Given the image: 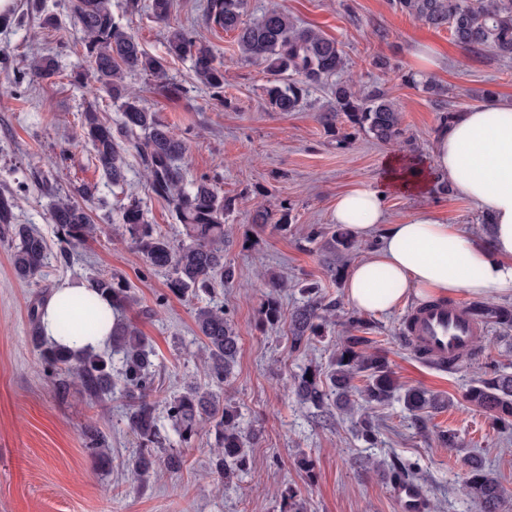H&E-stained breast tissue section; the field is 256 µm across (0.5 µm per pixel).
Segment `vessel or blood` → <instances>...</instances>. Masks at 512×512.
I'll list each match as a JSON object with an SVG mask.
<instances>
[{
    "mask_svg": "<svg viewBox=\"0 0 512 512\" xmlns=\"http://www.w3.org/2000/svg\"><path fill=\"white\" fill-rule=\"evenodd\" d=\"M403 332L425 358L454 361L480 343L487 330L472 319L462 306L435 303L413 309L404 322ZM394 496L399 512L426 510L425 498L416 484H397Z\"/></svg>",
    "mask_w": 512,
    "mask_h": 512,
    "instance_id": "obj_1",
    "label": "vessel or blood"
}]
</instances>
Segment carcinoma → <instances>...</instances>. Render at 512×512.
Listing matches in <instances>:
<instances>
[{"label":"carcinoma","instance_id":"obj_1","mask_svg":"<svg viewBox=\"0 0 512 512\" xmlns=\"http://www.w3.org/2000/svg\"><path fill=\"white\" fill-rule=\"evenodd\" d=\"M246 5L247 0H207L203 22L209 28L234 34L245 58L267 63L269 79L264 94L270 110L296 112L313 92L326 87L331 97L320 120L336 136L337 147L345 146L349 128L383 144L401 139L398 105L380 86L355 87L343 78L347 62L335 39L314 27L292 22L275 7L246 20ZM67 8L82 33L80 45L98 88L106 91L122 112L121 121L115 126L102 122L93 110L84 112L80 139L90 146L107 183L117 188L126 184L121 145L132 141L151 193L166 202L181 224V239L175 243L148 223L141 202L134 198L116 210V221L147 265L166 276L171 294L209 296L207 305L195 312L208 385L188 386L165 403V411L182 445H189L206 427L214 432L211 471L217 479L230 482L247 467L252 440L241 427L238 408L225 401L223 393L224 383L234 373L241 338L224 304L212 299L215 286L234 277L233 268L224 262V213L230 202L220 196L216 183L208 177L188 178L181 164L187 153L186 143L159 120L140 96L130 91L126 82L129 73L166 82V59L142 49L135 36L115 21L109 0H68ZM147 8L156 22L168 28L167 55L190 58L196 81L212 92L216 101H222L224 64L216 60L212 48L198 39L195 28L170 23L173 0H150ZM394 8L435 30H448L452 41L467 52H490L500 60L512 61V0H394ZM57 74V62L51 57L35 62L29 71L32 81L50 80ZM400 78L413 85L420 82L414 73H403ZM420 83L439 104L440 126L451 124L461 111L448 105V89L431 78ZM96 194L97 186L82 184L74 188L72 196L52 205L51 221L67 244H79L100 230L85 207ZM15 207L12 196L0 194V234L18 240L11 254L16 277L37 284L50 254L41 235L26 224L14 223ZM289 221L288 208L281 210L277 218L264 210L257 211L253 218L255 224L284 227ZM325 236L335 254L347 255L357 248L352 232L342 226L329 231L313 226L307 233L311 242ZM90 287L108 298L114 311L134 303L130 288L112 276H98ZM270 287L272 292L261 303L259 316L262 323L272 327L282 320L277 289L283 283L273 278ZM301 294L304 301L288 317L290 348L299 355L324 338L327 317L336 311V302L325 301L316 283L304 285ZM468 309L489 327L504 332L512 329L511 305L474 300ZM38 310L35 305L30 311L31 336L48 375L64 388L77 385L79 393L92 403L103 401L117 388L128 398L127 425L141 445L128 462L134 482L145 483L161 463L171 471L181 469L183 459L179 454L159 456L164 445L157 405L150 398L154 362L148 338L134 324L115 318L108 351H71L45 342L39 332ZM349 322L354 334L336 343L327 369L309 365L297 375L294 388L300 402L317 408L334 406L346 415L354 412V406H360L356 431L369 444L378 434L371 411L395 397L402 400L418 424L429 413L450 406V400L419 387H409L397 395L399 386L386 358L367 351L371 343L367 333L373 329L372 323L357 315L349 317ZM115 358L119 361L116 369ZM359 378L364 380L361 386L356 385ZM465 398L469 405L487 413L497 430H512L509 366H488L483 376L469 384ZM461 492L479 512H504L508 507V495L498 478L475 458L468 462Z\"/></svg>","mask_w":512,"mask_h":512}]
</instances>
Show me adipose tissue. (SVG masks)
Listing matches in <instances>:
<instances>
[{
  "instance_id": "ef3b65f1",
  "label": "adipose tissue",
  "mask_w": 512,
  "mask_h": 512,
  "mask_svg": "<svg viewBox=\"0 0 512 512\" xmlns=\"http://www.w3.org/2000/svg\"><path fill=\"white\" fill-rule=\"evenodd\" d=\"M440 181L476 204L490 223L488 240L460 230L431 208L389 220L385 195L426 194ZM333 221L357 239H378L377 248L355 262L345 285L346 299L358 311L388 313L412 295L512 296V104L491 101L463 112L436 133L430 159L389 154L379 185L337 197ZM90 295L86 285L72 280L53 289L40 307V331L48 343L63 342L76 351L109 344L111 323L85 330L79 307L72 312L69 338L60 336V298Z\"/></svg>"
}]
</instances>
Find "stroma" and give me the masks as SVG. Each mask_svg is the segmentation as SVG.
Segmentation results:
<instances>
[{
	"instance_id": "35a3bbf8",
	"label": "stroma",
	"mask_w": 512,
	"mask_h": 512,
	"mask_svg": "<svg viewBox=\"0 0 512 512\" xmlns=\"http://www.w3.org/2000/svg\"><path fill=\"white\" fill-rule=\"evenodd\" d=\"M140 2L141 10L133 11L128 0H111L112 15L148 53L164 55L166 30L149 15V0ZM205 4L174 0L171 20L196 23L198 36L223 62V103L196 82L188 59L167 62V76L180 88L177 94L142 75L128 82L186 142L189 177H209L232 203L224 216V260L235 277L216 287L215 296L242 338L224 398L238 407L245 431L255 436L248 469L218 484L210 472L214 437L204 433L184 449L180 471L159 469L148 486L137 487L127 466L139 442L123 417L124 395L117 391L97 404L74 393L62 395L42 370L30 333L31 306L63 280L86 282L112 274L123 278L138 300L122 316L136 323L154 349L158 398L207 381L195 325L197 299L170 295L164 275L149 269L122 226L104 216L132 195L141 200L148 222L170 238H178L180 224L151 194L133 149L125 151L127 181L119 190L106 184L89 146L78 144L85 111L95 110L112 124L121 113L105 93L72 81L73 73L89 66L76 44L79 32L60 0H15L10 12L0 14V192L14 197L17 223L40 232L51 258L38 284L19 281L10 263L14 243L0 235V512H280L281 494L291 485L300 490L308 512H398L393 486L383 473L364 471L370 458L409 466L428 502L427 512H477L460 492L472 456L481 458L512 495V437L498 434L488 416L465 401L468 385L485 362L512 357V331L489 329L481 355L464 357L448 370L423 359L401 336L418 298L373 316L372 349L386 357L398 383L426 388L452 404L434 413L422 429L401 404L378 408L380 429L372 447L357 437L348 416L300 404L293 390L294 375L306 365L326 366L337 338L350 332L346 318L352 312L343 284L328 272L334 254L325 240L307 242L308 225H332L337 195L377 183L388 154H431L439 112L428 94L399 78L403 72L421 73L415 48L438 50L444 63L432 77L447 87L449 101L462 111L484 104L487 90L512 100V62L467 53L448 31L395 11L390 0H247L248 17L274 5L335 38L347 59L346 78L381 84L397 101L404 130L400 145L381 144L360 133L341 149L320 120L327 94L314 92L296 112L270 111L263 94L265 63L245 59L233 34L202 24ZM50 14L66 30L67 40L56 41L41 28ZM47 55L57 61L58 77L33 85L20 80L33 59ZM378 55L390 58L396 72L374 68ZM68 143L73 149L66 155L62 148ZM83 183L98 188L90 210L100 230L94 239L68 247L51 222L50 207ZM285 205L291 208L290 229L253 223L256 210L276 212ZM385 205L394 220L434 208L449 223L476 235L484 232L475 204L456 192L392 194ZM63 250L68 253L64 259L59 256ZM273 276L290 284L280 294L283 312L300 301L296 285L305 280L318 283L326 298L337 303L326 337L308 355L291 352L287 322L258 324ZM445 429L458 434L459 448L440 444L438 433ZM92 430L107 439L109 468L98 467L87 450ZM304 457L312 459L313 474L299 468Z\"/></svg>"
}]
</instances>
